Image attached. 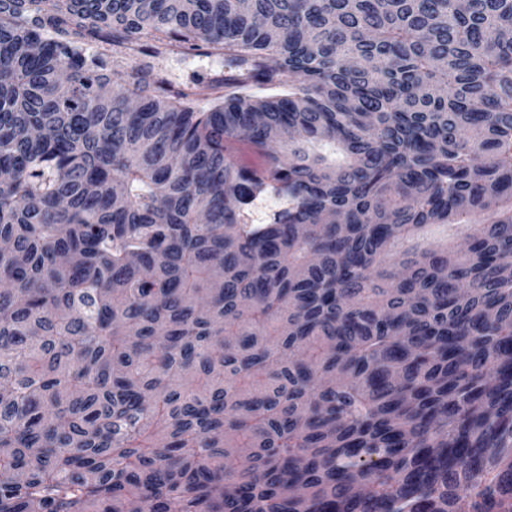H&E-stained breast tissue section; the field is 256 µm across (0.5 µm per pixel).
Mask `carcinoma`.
Instances as JSON below:
<instances>
[{
    "mask_svg": "<svg viewBox=\"0 0 512 512\" xmlns=\"http://www.w3.org/2000/svg\"><path fill=\"white\" fill-rule=\"evenodd\" d=\"M41 3L0 0V512H512V0ZM201 50L239 74L171 92ZM468 233V230L465 226H461L454 229H449L445 226H437L433 225L426 229L425 234L418 239L409 240L403 242L400 245L401 249H407L413 246H417L419 248L423 247H432L438 244H443L446 242L448 238V244L450 245H458L463 242V239Z\"/></svg>",
    "mask_w": 512,
    "mask_h": 512,
    "instance_id": "cac0c4a2",
    "label": "carcinoma"
}]
</instances>
